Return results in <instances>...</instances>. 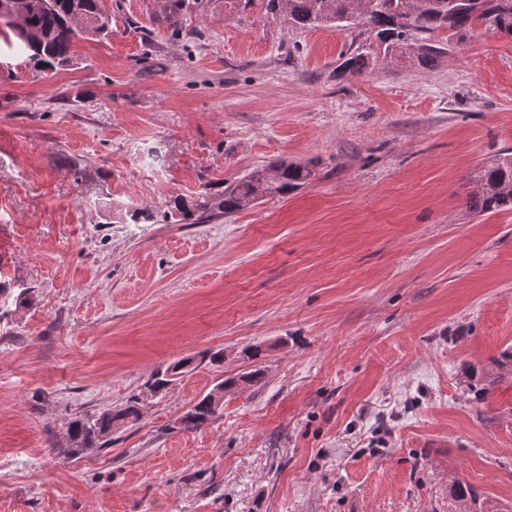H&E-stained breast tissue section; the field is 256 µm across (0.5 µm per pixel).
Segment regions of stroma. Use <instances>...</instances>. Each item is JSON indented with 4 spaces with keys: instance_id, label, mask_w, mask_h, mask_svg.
I'll use <instances>...</instances> for the list:
<instances>
[{
    "instance_id": "obj_1",
    "label": "stroma",
    "mask_w": 512,
    "mask_h": 512,
    "mask_svg": "<svg viewBox=\"0 0 512 512\" xmlns=\"http://www.w3.org/2000/svg\"><path fill=\"white\" fill-rule=\"evenodd\" d=\"M101 4L111 38L50 72L0 25V512H448L456 480L512 512V374L464 385L512 346V208L469 207L512 149V39L340 80L350 30ZM277 160L316 177L205 224L124 221ZM204 350L223 363L58 455L71 418ZM266 369L263 366H254L253 369L234 377L225 378L222 383L224 388L217 387L211 393V401L209 400L210 390L202 396L194 405L185 411L179 418V430L186 432L197 431L206 424L213 422L220 417L222 413L214 416L213 408L218 414L224 409V391L236 389L239 382H244L248 386H255L262 382L265 378ZM213 406V407H212Z\"/></svg>"
}]
</instances>
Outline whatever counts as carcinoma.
<instances>
[{"mask_svg":"<svg viewBox=\"0 0 512 512\" xmlns=\"http://www.w3.org/2000/svg\"><path fill=\"white\" fill-rule=\"evenodd\" d=\"M255 5L264 15L278 17L296 30H358L340 54L338 78L362 76L377 68L434 67L448 54L450 44L464 43L477 26L512 38V0H244L246 7ZM111 21L100 0H32L22 24L5 21L3 25L16 35L35 65L49 70L74 59L71 52L77 37L112 34ZM314 175L310 164L274 162L259 174L252 171L218 189L207 186L189 199L174 198L170 215L179 217L183 224H204L246 209L260 198L286 195ZM469 204L483 213L512 207V157H500L485 166L475 179ZM195 361L193 356L183 357L152 373L146 384L163 395L180 375L196 368ZM265 374L264 367L256 366L224 379V390L231 391L241 382L255 386ZM138 400L134 395L118 410L77 416L68 424L67 432L82 447L99 448L103 438L140 420ZM215 419L206 394L178 418L179 430L193 432ZM451 494L466 512H487L474 490L462 482H453Z\"/></svg>","mask_w":512,"mask_h":512,"instance_id":"carcinoma-1","label":"carcinoma"}]
</instances>
